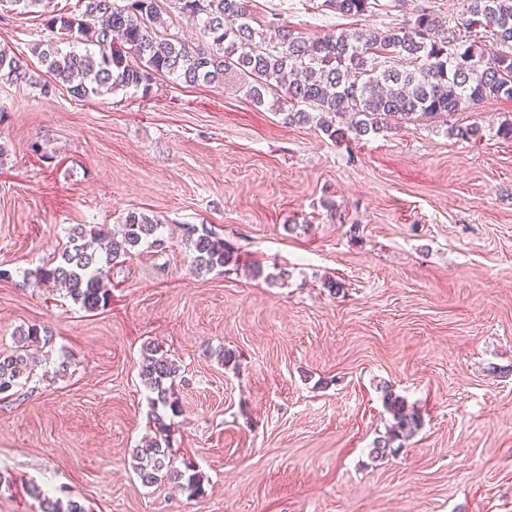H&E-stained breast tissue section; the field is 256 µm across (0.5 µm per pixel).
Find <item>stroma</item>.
<instances>
[{
  "label": "stroma",
  "mask_w": 512,
  "mask_h": 512,
  "mask_svg": "<svg viewBox=\"0 0 512 512\" xmlns=\"http://www.w3.org/2000/svg\"><path fill=\"white\" fill-rule=\"evenodd\" d=\"M322 2L255 0L254 12L321 36L462 9L379 0L353 18ZM41 37L35 16L0 12V49L33 78L0 80V268L13 274L0 280V352L20 327L54 336L0 402V512H40L35 485L87 512H512V141L496 133L512 99L460 114L478 140L395 121L341 143L225 83L41 94ZM131 211L159 220L164 245L113 262L106 308L23 286L72 225ZM188 224L233 244L237 269L194 275ZM150 342L181 367L171 452L201 473L203 496L131 468L154 433L138 376ZM387 388L421 426L376 459Z\"/></svg>",
  "instance_id": "obj_1"
}]
</instances>
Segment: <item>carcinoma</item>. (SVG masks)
I'll return each mask as SVG.
<instances>
[{
	"mask_svg": "<svg viewBox=\"0 0 512 512\" xmlns=\"http://www.w3.org/2000/svg\"><path fill=\"white\" fill-rule=\"evenodd\" d=\"M182 17L199 28L202 39L187 43L170 37L159 0H78L75 9L41 13L50 38L32 51L56 83L76 97H103L120 90L148 93L156 76L168 74L185 84L236 82L256 105L273 95L288 102L291 123L315 124L336 142L378 133L390 119L442 118L463 140L481 136L476 124L453 117L485 98H512V0H464L461 14L448 20L420 11L400 26L354 28L327 37L302 36L286 23L254 27L253 0H174ZM43 0H0V8L27 14ZM346 16L375 11L378 0H324ZM0 79L28 81L19 58L0 50ZM157 220L130 212L118 228L108 224L68 229V242L56 264L24 273L35 285L59 283L73 302L94 312L111 298L112 261L146 244L161 246ZM185 241L193 271L200 275L231 265L234 245L206 225L188 224ZM18 349L0 354V401L15 395L35 370L27 348L52 342L37 325L17 331ZM180 366L154 344L143 348L139 376L151 393L155 436L132 449V467L141 483L162 479L181 484L192 496L204 493L198 472L181 470L169 454L168 415L180 412L171 388ZM383 406L393 424L370 454H396L420 427V417L403 398L383 390ZM42 512H85L75 500L32 488Z\"/></svg>",
	"mask_w": 512,
	"mask_h": 512,
	"instance_id": "cac0c4a2",
	"label": "carcinoma"
}]
</instances>
